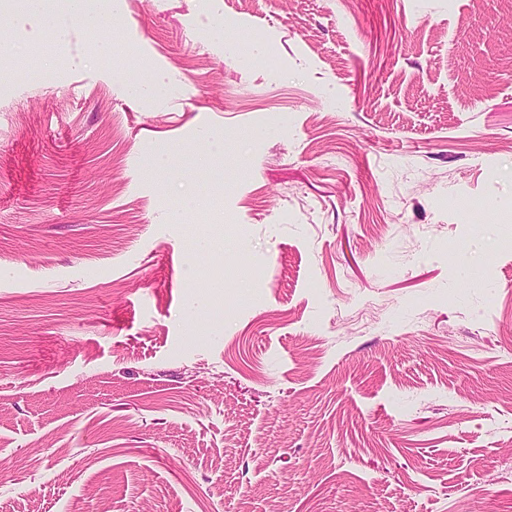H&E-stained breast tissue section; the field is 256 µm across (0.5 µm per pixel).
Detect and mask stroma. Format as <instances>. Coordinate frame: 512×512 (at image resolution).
<instances>
[{
    "mask_svg": "<svg viewBox=\"0 0 512 512\" xmlns=\"http://www.w3.org/2000/svg\"><path fill=\"white\" fill-rule=\"evenodd\" d=\"M112 14L0 21V512H512V0Z\"/></svg>",
    "mask_w": 512,
    "mask_h": 512,
    "instance_id": "35a3bbf8",
    "label": "stroma"
}]
</instances>
